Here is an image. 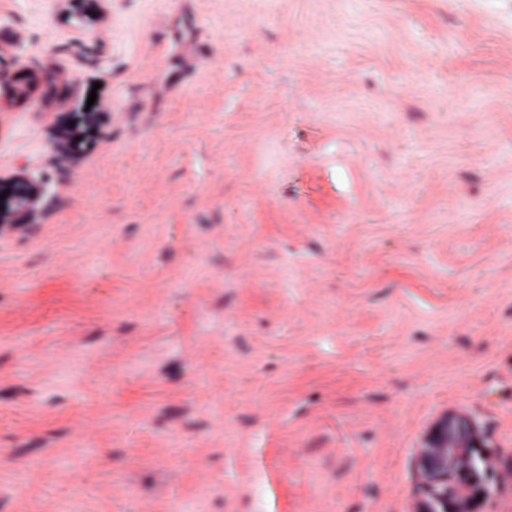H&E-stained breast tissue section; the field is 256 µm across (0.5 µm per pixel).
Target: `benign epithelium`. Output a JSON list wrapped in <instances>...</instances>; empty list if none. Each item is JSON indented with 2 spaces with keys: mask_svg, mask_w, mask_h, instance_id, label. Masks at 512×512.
<instances>
[{
  "mask_svg": "<svg viewBox=\"0 0 512 512\" xmlns=\"http://www.w3.org/2000/svg\"><path fill=\"white\" fill-rule=\"evenodd\" d=\"M80 125L87 135L102 133L101 115L86 112ZM71 130L54 147L53 161L70 159ZM0 234L24 223L39 208L43 185L23 168L0 176ZM417 486L412 512H501L500 492L512 478L508 468L486 450L485 432L471 416L458 410L441 412L421 436L416 454Z\"/></svg>",
  "mask_w": 512,
  "mask_h": 512,
  "instance_id": "7a95c632",
  "label": "benign epithelium"
}]
</instances>
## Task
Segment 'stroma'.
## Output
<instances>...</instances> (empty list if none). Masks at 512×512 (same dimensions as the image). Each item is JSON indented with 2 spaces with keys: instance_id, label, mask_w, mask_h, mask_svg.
Listing matches in <instances>:
<instances>
[{
  "instance_id": "obj_1",
  "label": "stroma",
  "mask_w": 512,
  "mask_h": 512,
  "mask_svg": "<svg viewBox=\"0 0 512 512\" xmlns=\"http://www.w3.org/2000/svg\"><path fill=\"white\" fill-rule=\"evenodd\" d=\"M0 70V512H410L447 409L512 452V0H0ZM6 190L9 193L0 200V235L25 224L24 219L38 210L44 192L42 183L31 178L24 168L6 177L0 175V195Z\"/></svg>"
}]
</instances>
